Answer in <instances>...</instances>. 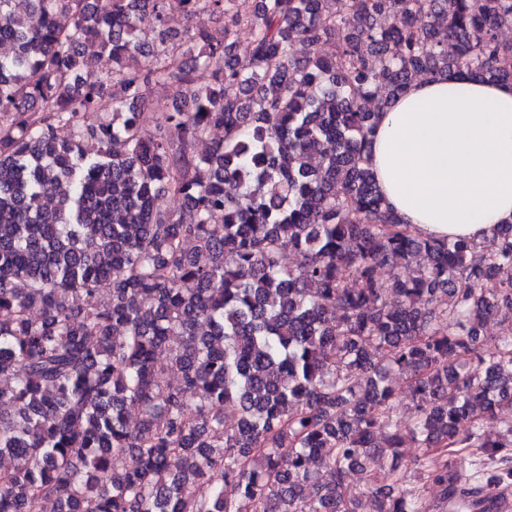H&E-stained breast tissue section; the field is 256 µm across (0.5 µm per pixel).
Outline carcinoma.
I'll use <instances>...</instances> for the list:
<instances>
[{"label": "carcinoma", "mask_w": 512, "mask_h": 512, "mask_svg": "<svg viewBox=\"0 0 512 512\" xmlns=\"http://www.w3.org/2000/svg\"><path fill=\"white\" fill-rule=\"evenodd\" d=\"M173 11L222 18L224 38L150 58L140 17L163 44ZM504 26L512 0H0V512H359L363 486L375 512L508 508L512 224L417 236L368 166L411 81L512 85ZM161 83L193 111L137 107ZM93 113L112 118L87 132ZM393 373L416 399L404 426ZM407 441L435 502L407 486Z\"/></svg>", "instance_id": "obj_1"}]
</instances>
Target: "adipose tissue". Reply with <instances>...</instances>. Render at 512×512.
<instances>
[{"mask_svg":"<svg viewBox=\"0 0 512 512\" xmlns=\"http://www.w3.org/2000/svg\"><path fill=\"white\" fill-rule=\"evenodd\" d=\"M371 140L377 186L415 234L481 242L512 223L511 85L415 81Z\"/></svg>","mask_w":512,"mask_h":512,"instance_id":"ef3b65f1","label":"adipose tissue"}]
</instances>
